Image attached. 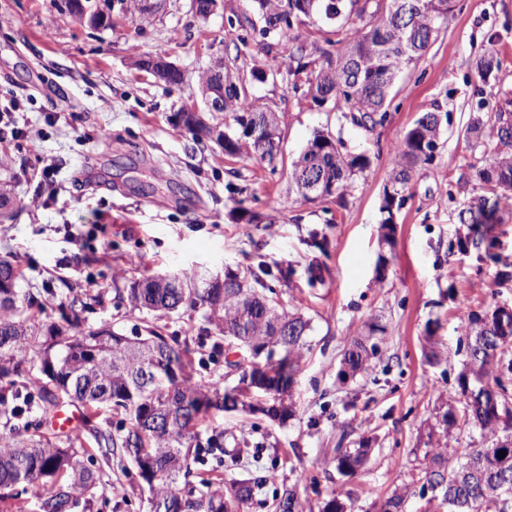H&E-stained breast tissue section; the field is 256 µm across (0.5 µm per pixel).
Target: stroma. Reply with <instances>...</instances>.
Segmentation results:
<instances>
[{
  "label": "stroma",
  "mask_w": 512,
  "mask_h": 512,
  "mask_svg": "<svg viewBox=\"0 0 512 512\" xmlns=\"http://www.w3.org/2000/svg\"><path fill=\"white\" fill-rule=\"evenodd\" d=\"M455 4L425 56L396 79L387 122L367 132L340 125L333 106L316 107L287 83L250 79L253 66L285 67L288 45L268 55L259 32L236 25L246 0H224L223 12L206 19L190 0H166L147 19L113 0L110 24L99 29L62 11L61 0H0V16L10 19L0 26V110L15 109L17 126L0 130V183L9 189L0 209V259L20 271L26 297L40 301L51 292L87 301L83 328L108 323L128 334L154 321L117 299L116 289L129 281L185 267L238 273L263 262L272 269L266 283L275 301L311 321V350L288 422L224 415L225 449L265 433L279 442L277 455L262 450L221 471L227 481L267 476L245 512H270L268 501L294 483L298 469L308 477L297 485L306 512H319L334 496L352 512H378L396 487L410 483L438 413L436 390L454 387L463 369L458 310L493 301L512 306V279L500 282L498 267L483 264L477 251L453 248L466 232L461 205L481 193L476 171L490 161L464 129L478 98H512V0ZM490 50L501 67L483 81L475 62ZM140 55L170 57L183 82L158 83L134 66ZM230 58L257 104L282 117L277 168L252 153L229 157L217 143H194L172 120L200 102V75ZM437 106L448 114L438 156L415 169L411 196L395 210L392 241L384 243L391 148ZM319 130L341 134L348 152H367L370 168L343 201L289 203L288 166ZM48 160L57 167L56 194L45 206L37 173ZM240 198L248 212L237 210ZM315 230L326 234L325 248L314 246ZM312 263L322 267L313 287L306 274ZM166 323L193 350L196 380L232 384L223 356L211 352L202 312L182 309ZM368 334L379 345L369 372L340 380L351 339ZM430 334L449 349L442 365L425 358ZM364 439L372 446L364 467L339 475L336 446ZM97 472L92 512H150L127 458L98 457Z\"/></svg>",
  "instance_id": "obj_1"
}]
</instances>
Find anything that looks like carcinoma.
<instances>
[{
  "label": "carcinoma",
  "mask_w": 512,
  "mask_h": 512,
  "mask_svg": "<svg viewBox=\"0 0 512 512\" xmlns=\"http://www.w3.org/2000/svg\"><path fill=\"white\" fill-rule=\"evenodd\" d=\"M323 2L325 18L336 21V39L322 48L292 33L294 21L310 16ZM262 20L260 34L288 38V64L279 74L297 93L308 85L307 66H317L312 101L331 100L340 119L371 132L385 124L395 78L417 64L432 39L450 21L454 0H249ZM491 51L476 63L481 80L500 69ZM242 79L224 89L226 115L234 131L225 132L224 152L255 153L271 160L280 144L279 132L266 131L272 112L257 106L241 87ZM252 126L258 137L241 139L242 127ZM444 131L442 111L425 112L405 137L393 146L391 170L382 210L384 228L391 229L393 208L401 207L414 168L434 161L432 141ZM466 136L484 140L490 163L479 170V180L500 193L480 195L462 205L459 221L468 233L458 238L462 251L484 250L485 258L500 262L492 252L494 229L502 223L501 200L512 198V119L493 112L488 122L479 116L466 127ZM370 167L365 154L345 152L342 137L317 132L292 159L289 190L295 201L315 202L345 197L359 175ZM177 287L161 288L156 276L136 279L116 297L135 309L172 313L179 308L206 309L209 324L218 331L213 353L223 344L247 351L246 365L225 362L237 369L232 387L202 385L194 380V359L188 346L151 329L146 336H126L103 325L79 330L80 309L60 306L62 319L77 333L63 337V327L43 323L32 307L43 311L54 295L34 301L21 293L20 274L0 260V412L24 421V429L0 434V503L6 512H89L98 476L96 453L128 458L148 490L153 512H241L266 479L237 480L224 486L212 472H195L192 464L224 453V426L202 430L206 418L240 409L260 413L280 425L293 415V387L302 369L310 320L258 292L235 273L214 282L194 269L172 275ZM457 351L465 368L457 389L441 400V414L426 433L424 465L403 490L393 492L380 512H406L408 500L419 495L427 506L440 500L448 512H512V362L502 365L498 351L512 341V313L494 303L468 310L459 320ZM377 345L355 339L344 353L341 375L366 371ZM65 401L77 403L94 416L103 408L123 415L114 431H97L96 447L81 437L65 438L53 432L38 434L40 424L28 420L37 409L45 416ZM463 417L482 432L483 446L451 448L442 438ZM275 443H237L231 461ZM506 456L499 457V452ZM371 452L370 442L336 449V470L353 476ZM273 512H303L296 487H287L270 504Z\"/></svg>",
  "instance_id": "1"
}]
</instances>
